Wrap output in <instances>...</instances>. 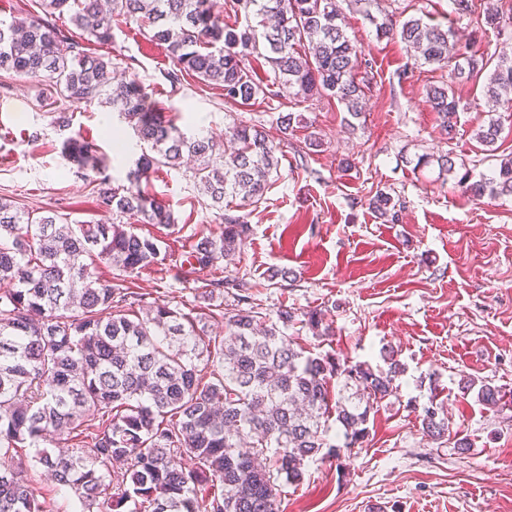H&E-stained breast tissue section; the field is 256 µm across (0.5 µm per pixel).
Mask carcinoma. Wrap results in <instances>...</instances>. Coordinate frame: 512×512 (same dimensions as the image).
Segmentation results:
<instances>
[{"mask_svg": "<svg viewBox=\"0 0 512 512\" xmlns=\"http://www.w3.org/2000/svg\"><path fill=\"white\" fill-rule=\"evenodd\" d=\"M41 13L0 22V70L35 79L56 103L109 107L147 145L135 160L128 185L103 174L95 144L79 136L62 153L78 168L91 166L97 200L128 222L68 224L48 211L37 215L0 198V512H53L25 478L19 450L74 494L72 512H279L281 482L297 483L317 457L341 458L363 447L373 406L397 393L402 364L385 353L383 372L366 363H340L328 352H311L288 336L299 322L314 336L329 335L318 309L280 305L276 318L251 301L250 286L231 277L202 287L184 312L172 300L151 298L127 280L102 275L111 263L128 276L164 265L160 240L141 235L131 220L174 226L166 205L143 181L160 167L193 161L189 178L220 212L223 231L199 238L182 254L181 274L213 267L234 256L249 231L224 202L258 205L279 169L280 144L258 125L234 124L216 142L179 130L148 102L138 77L108 55H92L56 19L68 15L87 40L112 41V27L139 23L149 41L164 47L172 84L193 76L224 91L232 106L335 99L349 115L363 112L374 79L362 49L347 34L336 0H232L246 23L224 20L217 0H40ZM452 13L472 16L476 0H451ZM484 22L500 24L495 0L483 2ZM269 20L262 33L249 16ZM376 37L398 38L419 65L448 72L426 87V98L449 140L460 98L454 84L481 83L492 111L512 110V57L494 60L460 51L451 27L416 15L369 14ZM273 73L256 78L258 67ZM301 122L293 112L276 119L282 140ZM504 132L490 118L478 139L494 146ZM437 164L455 172L451 153L417 156L414 168ZM472 198L512 196V156L495 173L458 178ZM374 212L394 224L401 201L379 191ZM232 295V308L213 300ZM224 319V336L208 322ZM477 398L497 407L500 388L480 385ZM442 407L429 402L418 415L423 437L448 435ZM340 425L342 445L327 442L330 423ZM51 442L53 448L42 444ZM193 466H185V460Z\"/></svg>", "mask_w": 512, "mask_h": 512, "instance_id": "obj_1", "label": "carcinoma"}]
</instances>
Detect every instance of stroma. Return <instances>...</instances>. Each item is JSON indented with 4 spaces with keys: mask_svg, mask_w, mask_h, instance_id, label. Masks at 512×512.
<instances>
[{
    "mask_svg": "<svg viewBox=\"0 0 512 512\" xmlns=\"http://www.w3.org/2000/svg\"><path fill=\"white\" fill-rule=\"evenodd\" d=\"M378 7L451 26L468 50L512 56V23L479 26L451 13L448 0H380ZM346 23L375 75L356 129L346 128L337 101L280 99L278 112L301 114L306 124L284 146L265 202L243 208L250 231L240 255L186 278L173 273L176 260L198 238L219 235L223 223L184 171L151 172L149 190L175 225L138 224V233L166 244L167 271L143 272L135 285L189 305L210 280L235 277L254 285L265 313L283 304L322 311L331 335L288 328L304 348L381 370L383 348L397 350L404 366L397 394L374 405L364 446L339 461H310L302 481L283 484L281 512H368L373 503L380 512H512V197L475 201L455 175L408 163L449 151L478 180L512 156V133L496 151L480 144L476 132L489 120L488 105L480 86L465 84L456 94L468 108L454 139H445L426 101L429 66L414 64L399 40L377 39L360 7L347 10ZM69 33L86 42L81 30ZM86 44L130 64L150 102L185 133L220 139L227 126L243 122L279 135L277 112L227 105L222 90L189 76L170 85L166 51L135 23L114 27L111 44ZM44 94L41 83L0 70V196L71 223L111 221L61 144L68 135L92 138L107 174L122 184L141 153L137 137L110 108L72 104L65 107L72 125L60 132ZM312 132L321 139L315 149L305 145ZM380 190L404 202L399 223H385L371 209ZM272 266L294 271V279L271 284ZM469 379L499 387L503 405L492 409L476 393H463ZM432 400L443 403L451 431L434 442L422 438L416 420ZM460 436L468 448L457 447Z\"/></svg>",
    "mask_w": 512,
    "mask_h": 512,
    "instance_id": "35a3bbf8",
    "label": "stroma"
}]
</instances>
